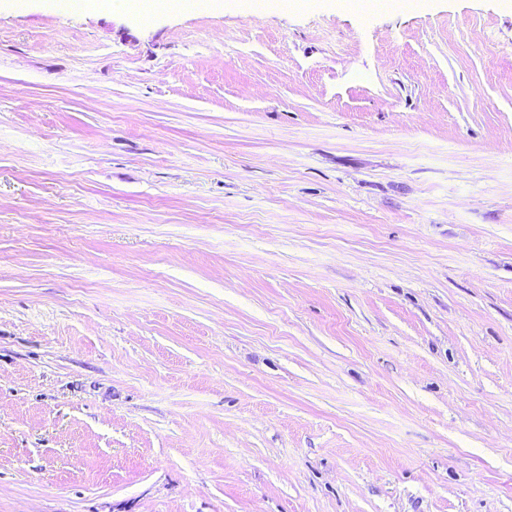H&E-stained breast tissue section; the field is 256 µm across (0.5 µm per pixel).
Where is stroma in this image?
I'll use <instances>...</instances> for the list:
<instances>
[{"instance_id": "obj_1", "label": "stroma", "mask_w": 512, "mask_h": 512, "mask_svg": "<svg viewBox=\"0 0 512 512\" xmlns=\"http://www.w3.org/2000/svg\"><path fill=\"white\" fill-rule=\"evenodd\" d=\"M0 512H512V0H0ZM138 0L134 1H114V6L123 7L126 9H130L138 14L137 10L140 9L149 10V11H164V10H178L186 7H202L205 2L210 1H202V0H193L190 2L181 1V0H149L144 1L143 3H136ZM139 15V14H138Z\"/></svg>"}]
</instances>
